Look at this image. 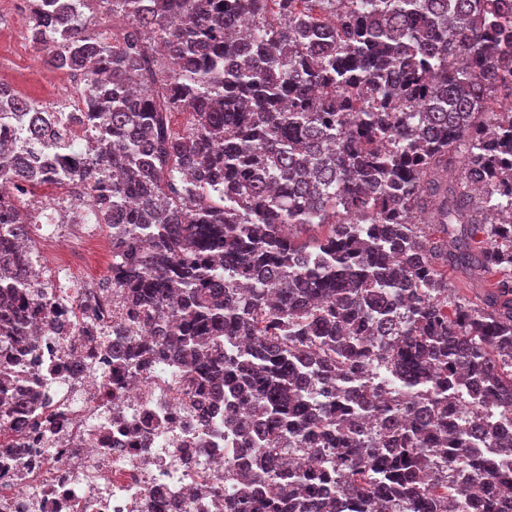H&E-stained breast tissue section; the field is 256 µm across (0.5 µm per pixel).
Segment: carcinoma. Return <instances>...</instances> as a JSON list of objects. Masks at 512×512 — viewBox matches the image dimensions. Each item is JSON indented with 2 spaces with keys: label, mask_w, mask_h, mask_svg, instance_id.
I'll list each match as a JSON object with an SVG mask.
<instances>
[{
  "label": "carcinoma",
  "mask_w": 512,
  "mask_h": 512,
  "mask_svg": "<svg viewBox=\"0 0 512 512\" xmlns=\"http://www.w3.org/2000/svg\"><path fill=\"white\" fill-rule=\"evenodd\" d=\"M30 38L88 103L6 102L0 358L61 329L15 246L50 143L105 225L125 331L152 332L90 355L170 358L200 422L224 406L252 453L224 512H512V0H42ZM450 265L496 279L475 304ZM39 399L0 361L13 432Z\"/></svg>",
  "instance_id": "carcinoma-1"
}]
</instances>
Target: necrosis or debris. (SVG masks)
Segmentation results:
<instances>
[{"mask_svg":"<svg viewBox=\"0 0 512 512\" xmlns=\"http://www.w3.org/2000/svg\"><path fill=\"white\" fill-rule=\"evenodd\" d=\"M56 221L36 234L40 253L53 252L72 285L36 288L37 302L67 297L62 318H92L104 326L120 315L100 295L94 263L111 262L112 250L97 225L86 224L92 202L73 184L45 186L30 198ZM86 338L73 328L42 340L38 349L14 347L16 374H44L46 428L27 434L16 455L0 448V512H224L231 488L224 462V412L206 425L191 424L182 392L170 374L150 370L120 378L118 398L105 396L101 372L64 377L62 366L84 355Z\"/></svg>","mask_w":512,"mask_h":512,"instance_id":"necrosis-or-debris-1","label":"necrosis or debris"}]
</instances>
